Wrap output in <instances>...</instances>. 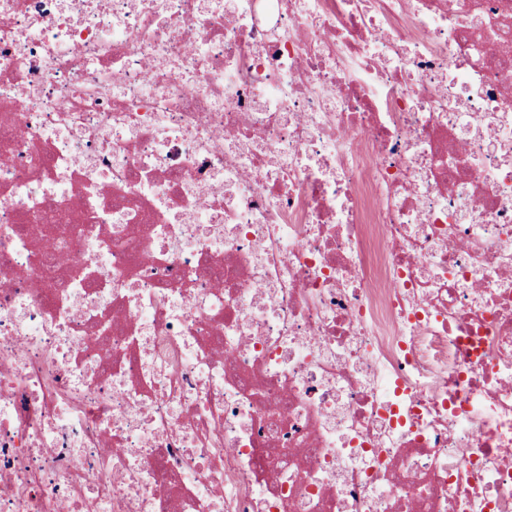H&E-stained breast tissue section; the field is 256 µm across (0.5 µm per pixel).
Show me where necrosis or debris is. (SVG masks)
<instances>
[{
  "mask_svg": "<svg viewBox=\"0 0 512 512\" xmlns=\"http://www.w3.org/2000/svg\"><path fill=\"white\" fill-rule=\"evenodd\" d=\"M512 0H0V512H512Z\"/></svg>",
  "mask_w": 512,
  "mask_h": 512,
  "instance_id": "1",
  "label": "necrosis or debris"
}]
</instances>
